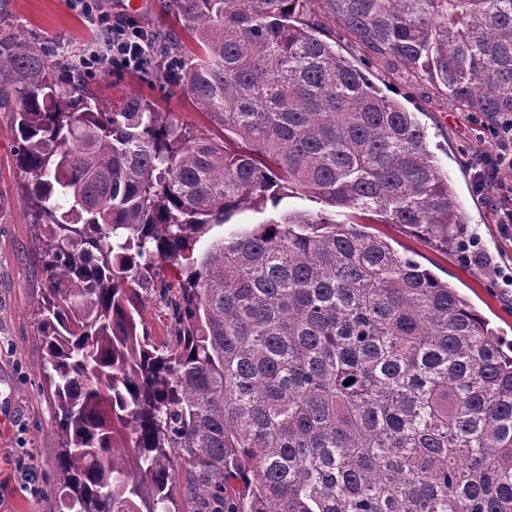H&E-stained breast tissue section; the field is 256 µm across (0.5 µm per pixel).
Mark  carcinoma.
Returning <instances> with one entry per match:
<instances>
[{
  "label": "carcinoma",
  "instance_id": "1",
  "mask_svg": "<svg viewBox=\"0 0 512 512\" xmlns=\"http://www.w3.org/2000/svg\"><path fill=\"white\" fill-rule=\"evenodd\" d=\"M175 2L198 51L162 37L159 57L236 150L143 100L100 109L71 64L0 29L49 284L47 512H179L177 457L199 512H512V343L361 223L445 245L462 223L424 127L306 0ZM319 2L399 77L430 73L489 128L512 120V0ZM300 193L333 216L281 207ZM149 288L171 307L160 346L138 332ZM307 7L314 10L318 14L315 19H318L321 23V37L335 45L336 51L355 61L356 64H359V59L365 58V53L356 48L355 45L351 43L349 37L336 24V22H334L332 19H326L322 17L317 9L315 2H307Z\"/></svg>",
  "mask_w": 512,
  "mask_h": 512
}]
</instances>
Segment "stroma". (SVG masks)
Here are the masks:
<instances>
[{
  "label": "stroma",
  "mask_w": 512,
  "mask_h": 512,
  "mask_svg": "<svg viewBox=\"0 0 512 512\" xmlns=\"http://www.w3.org/2000/svg\"><path fill=\"white\" fill-rule=\"evenodd\" d=\"M104 0L113 17H131L160 33L183 34L173 0ZM0 21L17 37L67 54L70 63L96 43L89 24L71 0H0ZM372 80L415 113L431 150L447 171L459 203L465 239L474 240L481 261L467 260L455 247H440L397 224L370 223L369 230L408 252L423 267L447 280L504 338L512 339V230L497 222L500 198L478 191L470 163L494 154L498 142L474 129L466 113L449 104L446 90L427 73L402 78L381 63L369 66ZM86 80L102 109L130 98L172 113L184 132L223 142V129L201 112L173 81L141 72L98 73ZM9 115L0 112V382L13 392L12 425L0 436V512H46L57 479L55 411L44 395L40 368L44 350L36 308L47 286L38 264L40 241L20 192Z\"/></svg>",
  "instance_id": "1"
}]
</instances>
